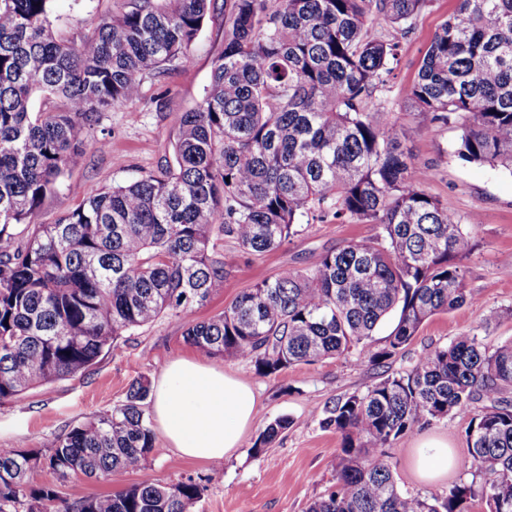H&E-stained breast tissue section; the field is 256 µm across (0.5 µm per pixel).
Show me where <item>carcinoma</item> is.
Wrapping results in <instances>:
<instances>
[{
    "instance_id": "obj_1",
    "label": "carcinoma",
    "mask_w": 512,
    "mask_h": 512,
    "mask_svg": "<svg viewBox=\"0 0 512 512\" xmlns=\"http://www.w3.org/2000/svg\"><path fill=\"white\" fill-rule=\"evenodd\" d=\"M53 0H0V405L83 372L124 333L188 315L232 268L213 240L276 249L303 221L377 228L286 269L184 340L264 375L355 353L381 378L326 409L340 435L336 483L308 512H512V341L457 336L406 370L393 359L433 316L477 304L464 260L476 225L423 190L376 100L399 42L433 0H225L224 51L208 94L182 114L175 164L83 194L55 224L31 217L92 140L99 114L137 100L144 79L190 60L215 0H132L78 40L56 37ZM405 89L422 128L452 124L455 155L512 173V0H455ZM38 95L61 106L32 111ZM24 225L16 233L18 225ZM395 316L390 333L376 327ZM150 385L54 436L46 452L0 448V512H190L203 487L145 480L69 501L41 480L139 471L155 442ZM491 406L472 412L479 400ZM473 471L440 493L402 492L390 448L450 414ZM259 434L262 453L288 429Z\"/></svg>"
}]
</instances>
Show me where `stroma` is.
<instances>
[{
	"mask_svg": "<svg viewBox=\"0 0 512 512\" xmlns=\"http://www.w3.org/2000/svg\"><path fill=\"white\" fill-rule=\"evenodd\" d=\"M121 3L54 0L53 31L67 40L89 35L93 18L111 14ZM454 6V0H434L432 7L414 19L379 97L415 163L431 169L425 192L440 199L461 220L476 215L481 218L477 244L465 262L468 286L478 295L479 304L428 320L394 359L391 368L395 371L407 369L423 352L462 334L477 336L490 348L512 339V173L458 160L454 154L457 129L421 130L417 113L403 95L417 75L433 34ZM223 49L224 11L219 8L205 20L189 63L176 67L163 79L144 80L138 100L101 114L94 143L88 144L76 165L65 172L56 192L38 209L34 223H56L79 206L84 191L123 185L174 164L173 145L180 117L203 103L214 60ZM101 139L106 141V149L97 148ZM374 232L371 224L314 221L304 225L290 242L255 256L241 255L233 242H225L224 261L233 273L191 318L210 319L256 283L274 278L286 268L315 269L326 251ZM493 312L497 320L486 323V316ZM186 321L162 316L122 337L88 370L31 389L18 400L0 406V447L44 448L55 434L123 401L133 380L142 376L156 379L171 359L191 354L205 362L213 361L253 387L258 409L241 448L223 461L202 462L179 457L159 437L143 470L119 472L108 481L81 475L60 480L48 471L44 481L55 485L61 497L74 500L114 493L146 479L174 484L191 478L204 487L192 512H307L310 503L335 483L333 453L340 446V437L322 428L324 411L337 399L376 383L377 372L348 354L263 375L251 362L213 359L186 343ZM282 416L290 418V427L265 451L254 454V440ZM467 424V416L451 415L396 441L390 454L400 489L428 495L441 492L448 480H469L472 462L466 450ZM430 438L448 444L453 465L447 479L425 481L414 467L418 445Z\"/></svg>",
	"mask_w": 512,
	"mask_h": 512,
	"instance_id": "obj_1",
	"label": "stroma"
}]
</instances>
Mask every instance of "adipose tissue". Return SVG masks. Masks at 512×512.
Segmentation results:
<instances>
[{"label": "adipose tissue", "instance_id": "obj_1", "mask_svg": "<svg viewBox=\"0 0 512 512\" xmlns=\"http://www.w3.org/2000/svg\"><path fill=\"white\" fill-rule=\"evenodd\" d=\"M256 411L249 384L191 355L169 361L153 385V420L182 457L224 460L240 448Z\"/></svg>", "mask_w": 512, "mask_h": 512}]
</instances>
